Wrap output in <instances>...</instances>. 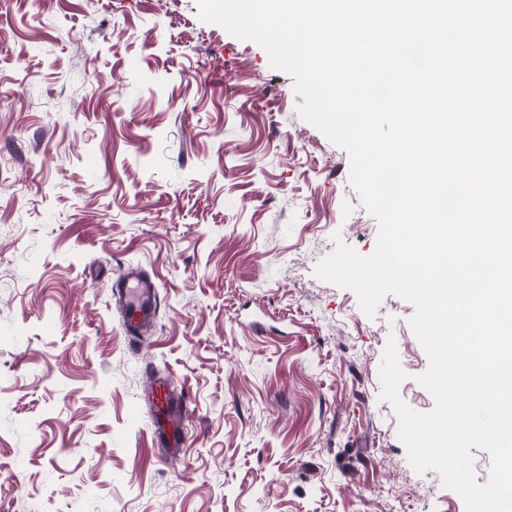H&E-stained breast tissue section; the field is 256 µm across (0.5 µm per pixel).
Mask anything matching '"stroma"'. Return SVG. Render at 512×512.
I'll list each match as a JSON object with an SVG mask.
<instances>
[{
    "label": "stroma",
    "instance_id": "1",
    "mask_svg": "<svg viewBox=\"0 0 512 512\" xmlns=\"http://www.w3.org/2000/svg\"><path fill=\"white\" fill-rule=\"evenodd\" d=\"M302 102L196 0H0V512H466L381 397L392 340L435 406L413 304L314 273L378 223ZM131 264L159 294L136 351ZM158 373L193 408L173 460Z\"/></svg>",
    "mask_w": 512,
    "mask_h": 512
}]
</instances>
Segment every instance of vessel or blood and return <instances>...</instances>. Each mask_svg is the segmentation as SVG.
Here are the masks:
<instances>
[{
    "label": "vessel or blood",
    "mask_w": 512,
    "mask_h": 512,
    "mask_svg": "<svg viewBox=\"0 0 512 512\" xmlns=\"http://www.w3.org/2000/svg\"><path fill=\"white\" fill-rule=\"evenodd\" d=\"M124 303L122 329L129 342H136L157 316V285L135 266L127 267L116 282ZM143 401L153 411L152 437L169 457H178L185 446L184 424L191 409L184 396L174 394L166 378H152Z\"/></svg>",
    "instance_id": "b4317fda"
}]
</instances>
